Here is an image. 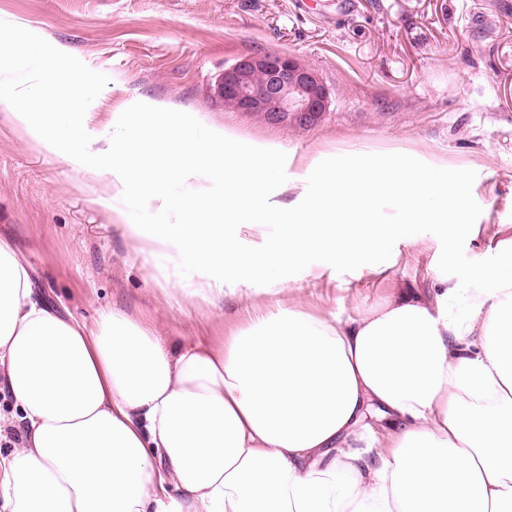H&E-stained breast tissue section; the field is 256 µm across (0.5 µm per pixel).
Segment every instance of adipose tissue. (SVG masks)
<instances>
[{
    "mask_svg": "<svg viewBox=\"0 0 512 512\" xmlns=\"http://www.w3.org/2000/svg\"><path fill=\"white\" fill-rule=\"evenodd\" d=\"M91 84L32 82L0 53V103L46 151L109 176L114 218L177 284L253 313L224 343L167 345L122 311H54L0 239V512H512V228L461 288H394L347 319L293 298L336 266L384 275L406 224L460 233L466 183L446 159L360 152L310 162L270 201L269 145L195 122L118 118L89 151ZM315 195H308L310 185ZM389 201L394 217L379 204ZM279 232L261 248L243 230ZM269 295L273 304L260 305ZM389 422L376 431L371 406Z\"/></svg>",
    "mask_w": 512,
    "mask_h": 512,
    "instance_id": "adipose-tissue-1",
    "label": "adipose tissue"
}]
</instances>
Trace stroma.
Listing matches in <instances>:
<instances>
[{"label":"stroma","instance_id":"35a3bbf8","mask_svg":"<svg viewBox=\"0 0 512 512\" xmlns=\"http://www.w3.org/2000/svg\"><path fill=\"white\" fill-rule=\"evenodd\" d=\"M12 28L0 47H46L51 73L92 79L84 121L91 148L112 138L113 115L145 104L162 119L278 145L289 181L316 157L428 149L469 188V232L445 237L407 225L401 257L379 279L327 269L299 280L305 310L348 317L396 287L427 288L434 267L466 282L497 258L499 224L512 221V0H0ZM288 52L316 68L331 106L308 128L272 125L222 106L216 77L240 56ZM0 237L13 241L49 303L91 322L117 309L168 342L206 344L246 328L242 306L174 287L115 222L103 181L43 150L0 105Z\"/></svg>","mask_w":512,"mask_h":512}]
</instances>
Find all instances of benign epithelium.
I'll return each mask as SVG.
<instances>
[{
    "label": "benign epithelium",
    "instance_id": "benign-epithelium-1",
    "mask_svg": "<svg viewBox=\"0 0 512 512\" xmlns=\"http://www.w3.org/2000/svg\"><path fill=\"white\" fill-rule=\"evenodd\" d=\"M214 95L237 112L270 123L311 127L330 107V91L319 71L290 53H253L217 77Z\"/></svg>",
    "mask_w": 512,
    "mask_h": 512
}]
</instances>
